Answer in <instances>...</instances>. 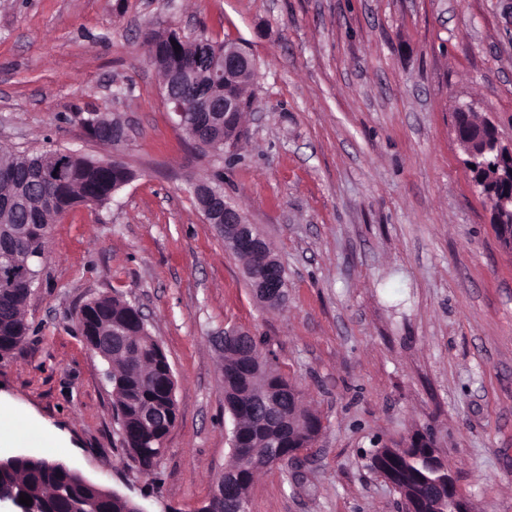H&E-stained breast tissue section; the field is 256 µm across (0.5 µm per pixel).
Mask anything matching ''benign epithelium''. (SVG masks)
I'll return each instance as SVG.
<instances>
[{
	"label": "benign epithelium",
	"mask_w": 512,
	"mask_h": 512,
	"mask_svg": "<svg viewBox=\"0 0 512 512\" xmlns=\"http://www.w3.org/2000/svg\"><path fill=\"white\" fill-rule=\"evenodd\" d=\"M244 70L255 71V64L242 48L236 46L224 52V68L219 72L224 83H232ZM164 99L173 114L174 126L182 127L191 103L169 93L165 94ZM472 111L473 105L467 103L456 108L453 114L456 139L465 154L464 164L468 167L472 183L480 189L481 194L491 192L496 195L495 207L491 209V224L498 231L501 246L512 252V142L504 143L496 125L488 118L477 126L473 125L470 117ZM487 155L495 157L494 167L477 165V159ZM70 156V150L54 152L50 160L37 170L36 179L56 183L63 181ZM196 190L207 200L205 215H224V244L235 255L244 258V275L257 299L267 306H285L287 281L284 267L278 257L267 250L266 240L249 222L247 215L229 202L222 192L207 184H196ZM251 254L263 257V263L259 266L251 263ZM85 341L109 365L112 364L113 353L128 348V341L120 330L114 336H87ZM221 346L224 350L246 351L256 361H261L255 341L246 332H224ZM289 393L294 395L297 389L292 386L273 388L265 382L255 388L248 404L258 405L263 409L266 439L278 437L287 430L300 437V447L286 456L269 448H256L245 441L240 431L235 428L232 431L231 449L232 454L239 460L266 468L293 459L300 450L313 444L318 432L306 428L304 418L281 413L280 401ZM411 456L421 459L434 478L423 474L408 488L401 477V463ZM20 459H38L48 467H64L61 462L36 455L16 454L6 458L0 456V472L12 469ZM373 469L400 494L401 512H473L470 501L459 491L454 477L439 456L432 437L425 432L412 435L395 448L376 451ZM239 482L238 471L224 470L209 499L198 512H215L226 504L232 507V512H247V499L237 496ZM2 502L11 503L14 512H40L36 503L30 506L20 504L19 495L14 491H0V503Z\"/></svg>",
	"instance_id": "obj_1"
}]
</instances>
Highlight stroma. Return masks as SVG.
Listing matches in <instances>:
<instances>
[{"label": "stroma", "instance_id": "35a3bbf8", "mask_svg": "<svg viewBox=\"0 0 512 512\" xmlns=\"http://www.w3.org/2000/svg\"><path fill=\"white\" fill-rule=\"evenodd\" d=\"M174 28L244 47L257 71L224 157L184 142L146 55ZM512 140V0H0V147L116 157L134 179L47 230L25 343L0 396L65 440L52 454L143 512H198L231 460L224 352L255 337L320 416L315 447L268 467L249 512H400L370 453L431 433L477 512H512V253L472 185L453 112ZM118 115L106 148L72 119ZM220 172L278 256L288 302L257 301L196 206ZM138 306L176 381L178 419L142 471L75 313ZM220 342L224 351H248V355H251L256 361H262L255 341L253 340L252 336L246 332L235 330L224 331V337Z\"/></svg>", "mask_w": 512, "mask_h": 512}]
</instances>
